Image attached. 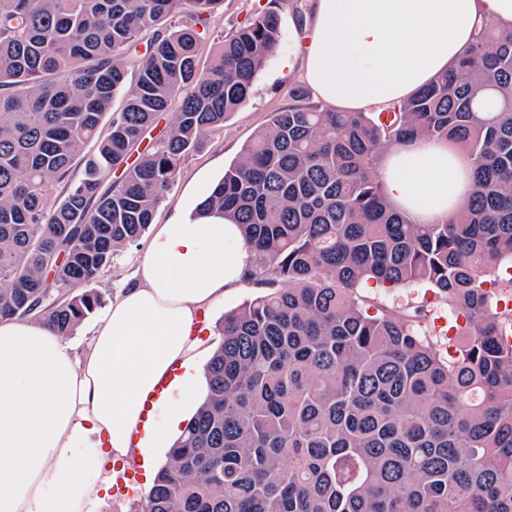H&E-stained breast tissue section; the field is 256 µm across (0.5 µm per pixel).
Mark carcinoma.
I'll return each instance as SVG.
<instances>
[{
    "mask_svg": "<svg viewBox=\"0 0 512 512\" xmlns=\"http://www.w3.org/2000/svg\"><path fill=\"white\" fill-rule=\"evenodd\" d=\"M220 2L0 0V320L71 335L185 157L247 103L278 13L201 70ZM306 97L292 88L299 105L272 113L200 204L240 225L250 279L272 291L224 314L208 394L142 512H512V33L481 27L452 69L378 112ZM415 137L473 159L441 224L391 208L376 177L385 147ZM371 283L427 288L448 329H424L427 297L392 310Z\"/></svg>",
    "mask_w": 512,
    "mask_h": 512,
    "instance_id": "carcinoma-1",
    "label": "carcinoma"
}]
</instances>
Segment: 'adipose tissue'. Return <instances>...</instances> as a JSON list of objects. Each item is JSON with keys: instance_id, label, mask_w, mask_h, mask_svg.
I'll return each instance as SVG.
<instances>
[{"instance_id": "ef3b65f1", "label": "adipose tissue", "mask_w": 512, "mask_h": 512, "mask_svg": "<svg viewBox=\"0 0 512 512\" xmlns=\"http://www.w3.org/2000/svg\"><path fill=\"white\" fill-rule=\"evenodd\" d=\"M512 32V0H313L296 53L323 106L368 112L448 71L477 24ZM472 159L417 138L382 154L388 202L419 224L455 213ZM237 224L184 210L159 224L132 282L75 351L42 320H0V512H89L112 465L171 447L207 394L201 312L248 279Z\"/></svg>"}]
</instances>
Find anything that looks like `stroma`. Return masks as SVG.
<instances>
[{
  "label": "stroma",
  "instance_id": "1",
  "mask_svg": "<svg viewBox=\"0 0 512 512\" xmlns=\"http://www.w3.org/2000/svg\"><path fill=\"white\" fill-rule=\"evenodd\" d=\"M264 9L275 10L280 17L278 49L257 75L246 105L232 113L225 120L223 128L208 133L200 148L185 158L177 182L154 213V223L164 224L170 220L190 184L202 180L208 185H215L242 148L266 124L270 113L292 105L290 91L299 84L300 78L297 70L288 69L287 61L294 58L297 45L303 39L304 27L310 22L309 0H222L210 21L208 37L213 42L228 38L257 11ZM147 245V240L143 239L139 244L114 255L111 265L104 270L96 284L102 304L112 302L120 288L131 280ZM267 291L266 285L250 281L235 293L215 301L204 318V324L212 334V345L221 342L219 325L225 313Z\"/></svg>",
  "mask_w": 512,
  "mask_h": 512
}]
</instances>
